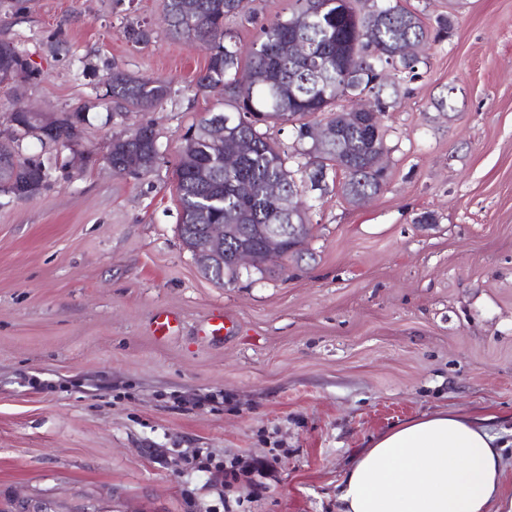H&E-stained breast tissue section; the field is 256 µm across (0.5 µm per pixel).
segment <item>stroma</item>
Instances as JSON below:
<instances>
[{"instance_id": "stroma-1", "label": "stroma", "mask_w": 512, "mask_h": 512, "mask_svg": "<svg viewBox=\"0 0 512 512\" xmlns=\"http://www.w3.org/2000/svg\"><path fill=\"white\" fill-rule=\"evenodd\" d=\"M408 2L429 27L448 13L453 24L381 117L382 191L354 205L328 173L301 257L224 285L177 230L181 136L221 107L195 89L206 45L168 33L164 0L0 11V39L42 71L25 104L89 105L94 153L35 198L0 192V512L48 498L66 512H339L354 456L440 410L496 436L512 495V0ZM290 4L255 0L258 19L229 26L250 48ZM131 22L150 42L127 40ZM55 32L68 60L44 47ZM87 61L172 93L156 111L107 117ZM148 122L154 171L115 173L112 136ZM219 305L234 332L199 336ZM161 309L180 318L162 340ZM234 464L246 473L229 489Z\"/></svg>"}]
</instances>
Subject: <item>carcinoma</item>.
Returning <instances> with one entry per match:
<instances>
[{
	"mask_svg": "<svg viewBox=\"0 0 512 512\" xmlns=\"http://www.w3.org/2000/svg\"><path fill=\"white\" fill-rule=\"evenodd\" d=\"M251 0H166L168 31L186 42L209 46L208 65L195 82L203 93L218 91L223 96L221 115H230L227 140H247L250 153L233 169L224 167L223 152L209 135L210 117L191 126L182 139L175 179L181 209L179 236L191 252L202 246L212 224H240L246 232L231 240L224 255L197 261L201 271L220 283L239 278L240 270L230 255L241 242L257 248L263 224H309L312 206L301 203L300 182L315 190L333 170L344 175L347 198L375 196L385 186V172L369 170L373 155L387 147V130L374 113L388 111L402 83L420 76L422 48L429 30L421 16L403 0H378L377 9L366 13L361 0H292L285 15L266 20L260 39L242 57L236 35L226 21L250 11ZM375 24L374 46L360 42L361 33ZM296 38L316 43L318 53L309 61L295 59L284 45ZM41 76L30 56L10 41H0V83L24 78L33 83ZM96 98L107 116L123 112H153L171 94V82L135 75L116 63L105 65L95 83ZM363 95L368 108L358 122L341 131L348 146L345 152L332 142L311 150L304 129L311 123L336 121L344 111L346 94ZM87 106L58 115L54 124L57 154L85 150L82 137L73 130L84 128ZM292 123L293 152L280 148L262 126L272 120ZM11 121L23 135L44 137L42 119L27 116L21 109L11 112ZM157 134L153 125L139 127L134 140L112 138L105 160L129 174L145 176L156 163ZM0 192L33 198L51 182L54 160L23 157L15 139L0 145ZM271 181L282 185L281 197L273 201L265 187ZM294 195L288 199V195Z\"/></svg>",
	"mask_w": 512,
	"mask_h": 512,
	"instance_id": "1",
	"label": "carcinoma"
}]
</instances>
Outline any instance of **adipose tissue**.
<instances>
[{"instance_id":"obj_1","label":"adipose tissue","mask_w":512,"mask_h":512,"mask_svg":"<svg viewBox=\"0 0 512 512\" xmlns=\"http://www.w3.org/2000/svg\"><path fill=\"white\" fill-rule=\"evenodd\" d=\"M495 436L451 411L372 440L340 485V512H495L503 498Z\"/></svg>"}]
</instances>
